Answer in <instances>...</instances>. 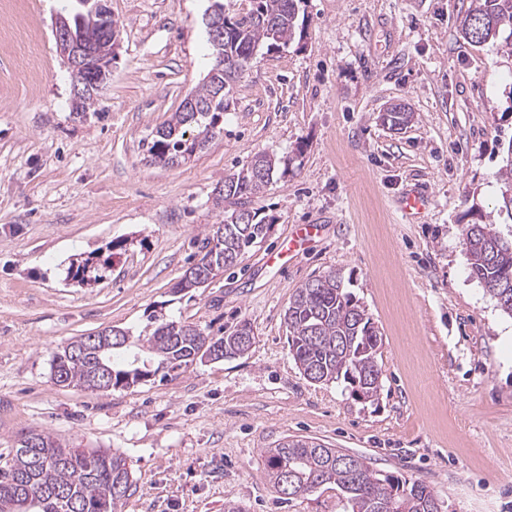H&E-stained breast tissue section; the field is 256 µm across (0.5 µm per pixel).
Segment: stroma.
Instances as JSON below:
<instances>
[{"instance_id": "35a3bbf8", "label": "stroma", "mask_w": 512, "mask_h": 512, "mask_svg": "<svg viewBox=\"0 0 512 512\" xmlns=\"http://www.w3.org/2000/svg\"><path fill=\"white\" fill-rule=\"evenodd\" d=\"M110 76L86 112L54 22L70 0H0V452L36 429L126 456L123 512H336L282 504L264 449L310 437L421 481L442 512H512V317L468 275L465 225L512 230L500 175L512 140V52L461 33L471 0H300L303 39L234 85L224 131L190 162L147 163L144 140L201 87L211 0H108ZM394 104L412 122H379ZM286 175L247 206L267 236L206 287L176 291L230 203L215 189L255 153ZM428 198L420 217L400 202ZM311 227L301 235L302 227ZM286 250L281 267L266 255ZM111 252L92 284L76 258ZM339 273L381 339L374 401L310 383L288 347L296 288ZM186 321L248 353L91 393L51 379L70 339Z\"/></svg>"}]
</instances>
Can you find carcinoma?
<instances>
[{"label": "carcinoma", "instance_id": "obj_1", "mask_svg": "<svg viewBox=\"0 0 512 512\" xmlns=\"http://www.w3.org/2000/svg\"><path fill=\"white\" fill-rule=\"evenodd\" d=\"M74 10L65 19L72 35L97 51L106 52L116 34L109 15L93 9L94 0H75ZM500 23L497 33L483 44L512 49V0H472L463 23L471 30L485 29V24ZM229 33L220 45H212L215 57L239 56L248 60L255 50L264 52L286 47L302 40L304 22L299 19L298 0H256L247 12L224 17ZM245 69L226 64L213 65L206 82L195 96L203 112H175L159 126L147 142V158L163 165L184 162L187 145L204 147L223 132L216 119L224 116V95L231 83ZM265 170L258 178L255 168ZM277 173L276 160L257 154L239 171L224 178L235 186L224 192L225 200L240 201L265 189ZM235 213L212 225L202 239L198 255L213 256L210 274L218 276L236 264L252 245L262 241L269 230L266 218L252 212L247 224L234 222ZM464 245L469 275L484 287H497L495 300L500 309L512 316V239L500 236L488 224L472 223L464 229ZM102 263L85 260L71 270L72 278L83 281L88 272ZM288 328L289 351L302 374L314 371L313 384L334 382L341 378L362 390L363 399L371 401L381 386L382 370L377 361L380 338L371 319L334 271L307 281L298 287L284 314ZM105 343L102 337L80 336L60 347L51 361V377L63 387L92 392H108L116 387H130L156 373L152 366L175 371L194 361L205 331L193 323L162 322L156 326L147 344L137 347L125 367L113 365L112 353L131 346L125 331L113 333ZM255 340L252 328L244 324L226 336L209 343L213 360L246 354ZM32 438L38 447L25 446ZM325 445L307 438H290L264 450L265 473L281 499L291 502L301 496L327 490L336 491L342 512H379L378 507L391 502L393 512H430L438 507L433 491L424 483L407 481L392 474H381L367 462L354 475L345 466L329 464L323 454ZM27 481L44 489V494L30 504L28 512H122L127 500L137 492L127 458L104 448H71L48 433L28 430L20 435L17 446L0 453V512H11L18 483Z\"/></svg>", "mask_w": 512, "mask_h": 512}]
</instances>
